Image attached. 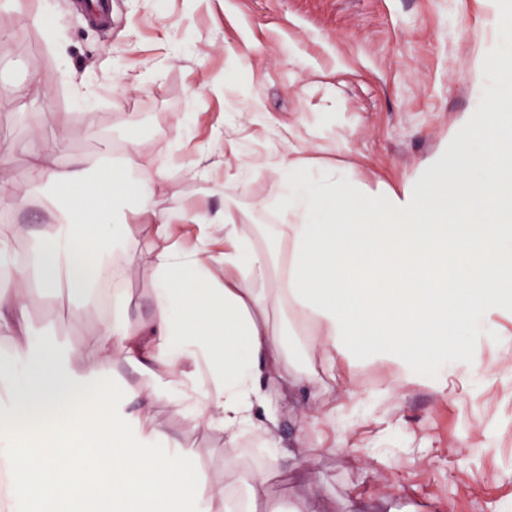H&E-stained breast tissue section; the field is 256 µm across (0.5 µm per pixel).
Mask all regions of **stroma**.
Segmentation results:
<instances>
[{
	"instance_id": "obj_1",
	"label": "stroma",
	"mask_w": 512,
	"mask_h": 512,
	"mask_svg": "<svg viewBox=\"0 0 512 512\" xmlns=\"http://www.w3.org/2000/svg\"><path fill=\"white\" fill-rule=\"evenodd\" d=\"M11 0L0 6V182L28 196L17 244L50 232L47 195L28 184L32 153L52 136L89 160L128 141L145 160L171 163L154 188L158 208L178 203L219 209L268 200L274 129L296 126L310 156L350 168L373 188L399 187L469 112L481 55L512 49L490 0H112L111 23L90 20L85 0ZM258 111H251L250 103ZM66 112L52 131L46 110ZM93 121H86V113ZM207 154V178L183 166ZM222 194H212L216 185ZM64 290L29 308L31 336L81 349L120 391L140 378L121 358L91 348L98 309L73 318ZM500 336L467 328L470 359L448 363L453 391L428 386L377 395V366L353 374L362 402L344 420V448L328 452L327 413L349 405L345 387L318 395L288 387L276 397V437L320 484L328 512H357L367 500L394 512H512V320ZM152 420L191 449L215 491L224 489V434L192 428L169 404Z\"/></svg>"
}]
</instances>
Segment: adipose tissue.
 <instances>
[{
  "label": "adipose tissue",
  "instance_id": "adipose-tissue-1",
  "mask_svg": "<svg viewBox=\"0 0 512 512\" xmlns=\"http://www.w3.org/2000/svg\"><path fill=\"white\" fill-rule=\"evenodd\" d=\"M476 90L482 107L394 189L317 163L283 126L273 224L230 202L158 209L153 185L169 167L132 181L141 159L132 142L121 164L97 174L77 155L60 167L33 161L31 184L53 195L54 233L20 264L14 225H0V334L18 340L0 365L6 500L29 512H240L153 427L163 400L193 427L223 429L228 460L245 434L269 447L265 471L247 475L248 501L285 512L268 500V478L287 472L290 456L273 435L272 386L325 389L378 364L388 369L381 393L446 390L449 358L468 352L460 327L491 335L512 316V101ZM129 206L147 242L126 262L151 271L154 313L132 321L128 296L113 292L92 341L144 377V390L123 394L52 340L30 338L34 298L14 281L97 305V285L115 275L102 255Z\"/></svg>",
  "mask_w": 512,
  "mask_h": 512
}]
</instances>
